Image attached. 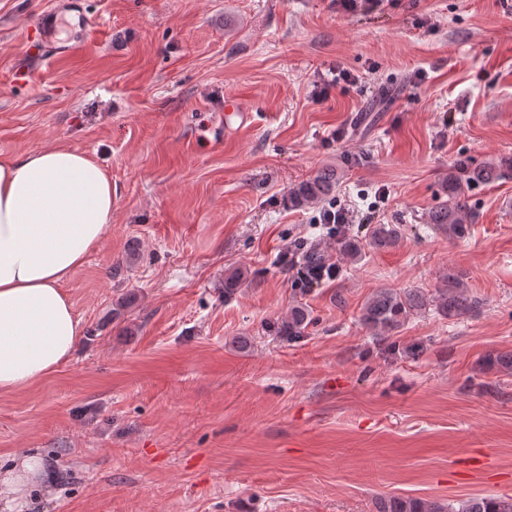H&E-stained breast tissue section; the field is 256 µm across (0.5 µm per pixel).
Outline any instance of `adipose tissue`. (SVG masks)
Here are the masks:
<instances>
[{
	"instance_id": "adipose-tissue-1",
	"label": "adipose tissue",
	"mask_w": 512,
	"mask_h": 512,
	"mask_svg": "<svg viewBox=\"0 0 512 512\" xmlns=\"http://www.w3.org/2000/svg\"><path fill=\"white\" fill-rule=\"evenodd\" d=\"M112 222V180L64 146L0 156V394L32 387L72 358L81 321L63 283L99 249ZM46 480L20 453L0 471V501L24 505Z\"/></svg>"
}]
</instances>
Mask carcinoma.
I'll use <instances>...</instances> for the list:
<instances>
[{
    "mask_svg": "<svg viewBox=\"0 0 512 512\" xmlns=\"http://www.w3.org/2000/svg\"><path fill=\"white\" fill-rule=\"evenodd\" d=\"M512 170V158L501 159L482 167H473L465 160H458L448 171V200L431 212V223L446 233L448 238H459L466 225L471 223L472 214L467 204L466 190L473 186L492 184L502 178L505 170ZM338 176L334 170H324L314 178L293 187L289 193L291 206L303 208L329 198L336 188ZM371 244L383 248L393 244L398 232L387 224H372L368 231ZM303 265L317 267L325 261L319 244L310 243L302 247ZM249 276L248 271L239 269L224 279V297L230 298ZM464 285L455 276L448 277V285L441 288L428 301L417 290L398 291L380 288L365 302L360 322L379 346V350L390 353L394 346L388 337L398 329L415 310L430 303L435 313L448 319L467 313L473 303L463 292ZM311 318L306 309L294 307L288 314L277 320L271 328L282 336L298 338L305 335ZM485 366L502 372H512V352L490 354ZM376 512H512V499L498 497H474L460 504L458 510L446 505L423 499L391 496L375 503Z\"/></svg>",
    "mask_w": 512,
    "mask_h": 512,
    "instance_id": "1",
    "label": "carcinoma"
}]
</instances>
